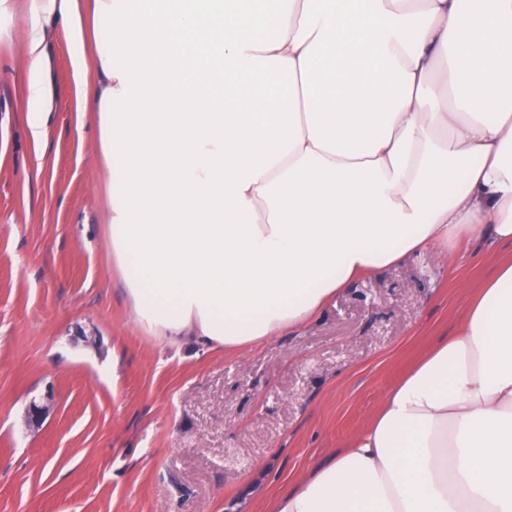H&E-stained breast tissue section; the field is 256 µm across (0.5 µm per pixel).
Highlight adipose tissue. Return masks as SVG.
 Returning <instances> with one entry per match:
<instances>
[{
    "mask_svg": "<svg viewBox=\"0 0 512 512\" xmlns=\"http://www.w3.org/2000/svg\"><path fill=\"white\" fill-rule=\"evenodd\" d=\"M23 0L63 25L134 324L242 352L449 241L510 246L369 425L269 512H512V0ZM276 28L275 37L262 35Z\"/></svg>",
    "mask_w": 512,
    "mask_h": 512,
    "instance_id": "1",
    "label": "adipose tissue"
}]
</instances>
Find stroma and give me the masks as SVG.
Returning a JSON list of instances; mask_svg holds the SVG:
<instances>
[{
	"mask_svg": "<svg viewBox=\"0 0 512 512\" xmlns=\"http://www.w3.org/2000/svg\"><path fill=\"white\" fill-rule=\"evenodd\" d=\"M0 43V512H268L370 423L490 263L411 257L241 354L135 328L112 275L74 49L46 43L48 136L25 121L28 23ZM46 416L26 423L30 402Z\"/></svg>",
	"mask_w": 512,
	"mask_h": 512,
	"instance_id": "stroma-1",
	"label": "stroma"
}]
</instances>
